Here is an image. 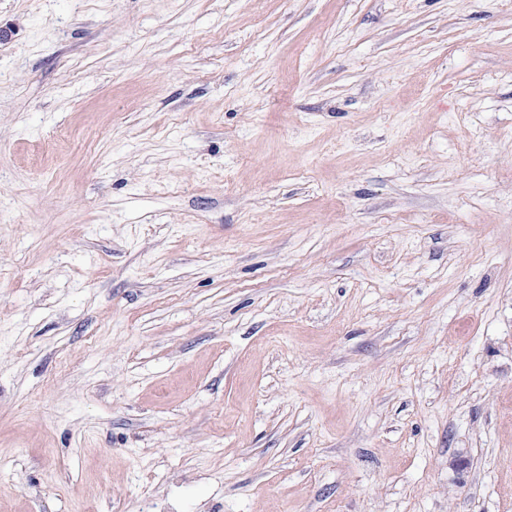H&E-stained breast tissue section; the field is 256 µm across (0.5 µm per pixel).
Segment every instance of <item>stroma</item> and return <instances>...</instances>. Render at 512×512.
Masks as SVG:
<instances>
[{"mask_svg":"<svg viewBox=\"0 0 512 512\" xmlns=\"http://www.w3.org/2000/svg\"><path fill=\"white\" fill-rule=\"evenodd\" d=\"M0 512H512V0H0Z\"/></svg>","mask_w":512,"mask_h":512,"instance_id":"stroma-1","label":"stroma"}]
</instances>
